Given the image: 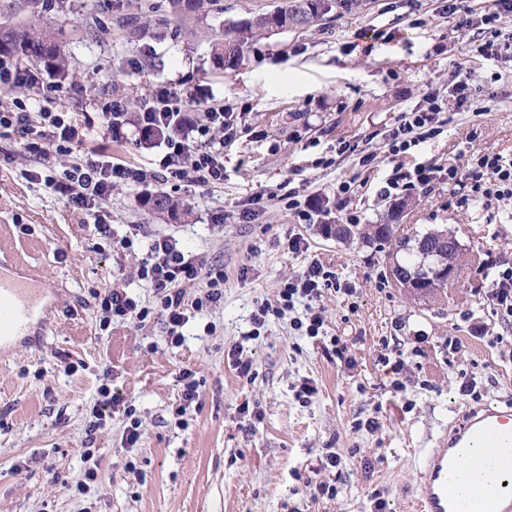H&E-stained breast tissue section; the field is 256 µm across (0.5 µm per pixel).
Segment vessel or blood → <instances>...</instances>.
<instances>
[{"mask_svg":"<svg viewBox=\"0 0 512 512\" xmlns=\"http://www.w3.org/2000/svg\"><path fill=\"white\" fill-rule=\"evenodd\" d=\"M45 287L35 272L0 250V352L21 337L46 340L52 326ZM493 456H485V449ZM416 512H512V404L462 410L420 457Z\"/></svg>","mask_w":512,"mask_h":512,"instance_id":"1","label":"vessel or blood"}]
</instances>
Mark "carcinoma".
<instances>
[{
  "instance_id": "carcinoma-1",
  "label": "carcinoma",
  "mask_w": 512,
  "mask_h": 512,
  "mask_svg": "<svg viewBox=\"0 0 512 512\" xmlns=\"http://www.w3.org/2000/svg\"><path fill=\"white\" fill-rule=\"evenodd\" d=\"M171 14L181 21L190 13L201 8V0H169ZM42 0H12L5 14H0V57L15 62L27 61L42 63L49 70L63 72L67 66V56L63 46L54 33L39 25ZM332 0H286V4L273 12L253 17L216 39L212 44V56L221 68H237L244 51L254 39L268 35L278 29L304 30L329 12ZM25 13L28 22L18 24L13 21L15 15ZM145 204L156 212L178 216L180 204L165 193L148 197ZM397 217L391 211L387 221L382 224H341L334 232L337 241L358 238L364 243L392 242L398 250L409 256L405 264L396 263L389 269V277H412L423 283L438 277L441 269L449 264H459L460 256L448 253V245L442 242L446 236L454 234L446 230H433L414 237L395 235L392 221Z\"/></svg>"
}]
</instances>
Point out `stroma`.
Listing matches in <instances>:
<instances>
[{
	"label": "stroma",
	"instance_id": "35a3bbf8",
	"mask_svg": "<svg viewBox=\"0 0 512 512\" xmlns=\"http://www.w3.org/2000/svg\"><path fill=\"white\" fill-rule=\"evenodd\" d=\"M284 2L219 0L186 20L194 36L142 38L129 21L155 26L169 15L167 0H68L63 12L46 0L41 20L68 52V74L33 67L34 82L0 89V110L64 113L86 127L82 153L150 171L164 145L129 124L113 138L102 122L113 101L133 112L153 91L173 87L189 94L193 120L209 108L232 112L235 134L219 150L218 184L150 178L113 188L106 222L121 235L134 224L142 232L118 255L102 249L83 212L30 178L33 164L16 138H0V225L8 227L0 249L64 299L44 346L20 343L0 359V512H371L379 490L387 512H411L420 454L472 402L459 391L463 376L475 377L483 400L512 397V363L502 359L512 351V321L486 298L488 267L512 268V199H474L470 185L444 181L411 192L398 218L405 233L447 227L463 246L457 283L415 299L391 281L388 246L348 245L319 231L350 212L360 223H383L392 201L379 190L394 166H460L488 151L512 158V49L488 53L474 31L438 13L437 0H346L309 29L253 42L237 69L217 68L215 36ZM462 60L479 87L473 109L442 112L440 135L410 155H391L385 135L399 112L431 92L447 100ZM364 149L375 155L367 166L359 162ZM320 158L329 167L317 166ZM342 182L353 188L345 206ZM289 188L311 222L281 201ZM156 192L185 204L186 220L152 212L145 199ZM259 194L262 209L243 219ZM218 213L223 223H214ZM174 230L187 251L223 263L221 302L190 320L177 348L167 345L158 311L139 326L116 320L101 328L95 291L125 288L151 300L136 279L144 238ZM296 236L306 252L289 251ZM314 260L352 289L324 288L325 335L302 336L287 314L269 317L258 338L245 340L258 307L277 305L284 283ZM334 336L347 362L329 352ZM494 336L502 344L492 345ZM239 342L253 362L249 381L228 356ZM398 354L405 366L397 375L384 360ZM64 361L77 371L60 373ZM184 367L200 381V402L186 409L176 379ZM397 376L405 392L393 390ZM306 379L317 392L305 403L296 391ZM103 385L133 406L137 447L125 444L129 421L121 413L90 430ZM370 419L376 430H367ZM87 448L98 478L81 493ZM325 448L343 456L341 472L319 475L338 486L333 500L293 478L316 466Z\"/></svg>",
	"mask_w": 512,
	"mask_h": 512
}]
</instances>
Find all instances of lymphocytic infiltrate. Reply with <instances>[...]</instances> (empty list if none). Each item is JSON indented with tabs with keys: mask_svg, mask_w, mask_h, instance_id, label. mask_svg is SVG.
I'll list each match as a JSON object with an SVG mask.
<instances>
[{
	"mask_svg": "<svg viewBox=\"0 0 512 512\" xmlns=\"http://www.w3.org/2000/svg\"><path fill=\"white\" fill-rule=\"evenodd\" d=\"M427 107L403 112L398 126L391 133L392 154L408 153L440 133L439 116L442 106L437 97L427 95ZM186 96L173 89H159L152 104L140 113L141 129L150 130L163 126L174 135L166 142V152L159 162L167 179L187 187H205L222 181L224 167L216 152L207 150L206 143L215 134L232 137L233 126L223 109L206 113L204 123L191 122L183 114ZM16 135L27 153L37 162L49 159L51 153L70 155L72 161L61 175H48L44 185L51 192L67 198L78 210H93L112 195V187L122 182L135 185L145 181L149 170L133 165L113 162L111 156L98 154L97 158H77L73 152L84 142V132L79 124L65 119L56 112H1L0 134ZM446 180L455 184L471 181L474 193L487 199H512V161L504 160L493 152L470 158L465 167H441L427 161L406 171H395L381 189L389 196L397 191L427 189L434 182ZM139 280L148 283L157 304L166 318L167 341L171 346H181L183 328L192 314L208 310L219 303L224 295V267L199 255L185 253L176 235L163 234L153 238L138 268ZM325 278L319 261H311L298 277L288 280L279 292L280 305L276 311L259 308L252 316L254 327H263L269 314L283 316L293 313L296 305H303V317H295L293 326L304 336L315 338L323 333L325 319L315 303L322 296ZM202 288L203 293L194 300H187L186 291ZM104 324L113 319L143 323L150 314L122 288H107L98 293Z\"/></svg>",
	"mask_w": 512,
	"mask_h": 512,
	"instance_id": "f902f5d3",
	"label": "lymphocytic infiltrate"
}]
</instances>
